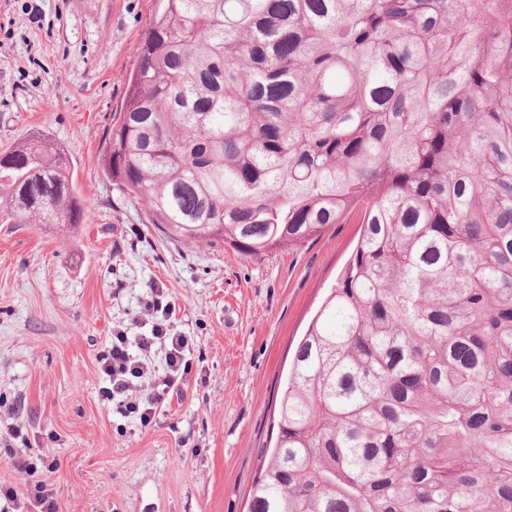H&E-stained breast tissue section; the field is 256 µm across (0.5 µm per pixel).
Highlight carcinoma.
<instances>
[{
	"label": "carcinoma",
	"instance_id": "obj_1",
	"mask_svg": "<svg viewBox=\"0 0 512 512\" xmlns=\"http://www.w3.org/2000/svg\"><path fill=\"white\" fill-rule=\"evenodd\" d=\"M102 162L174 241L361 224L248 512H512V0H157ZM88 208L0 158V224Z\"/></svg>",
	"mask_w": 512,
	"mask_h": 512
}]
</instances>
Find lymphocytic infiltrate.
<instances>
[{"mask_svg": "<svg viewBox=\"0 0 512 512\" xmlns=\"http://www.w3.org/2000/svg\"><path fill=\"white\" fill-rule=\"evenodd\" d=\"M146 307L162 315L150 334L127 327L115 330L109 345L97 357L106 381L99 390L101 401L115 404L122 417L144 428L153 423L165 403L181 395L189 370V339L174 330L175 304L164 302L162 290L155 288ZM156 353L164 356V371L160 374L152 365ZM23 437L22 428L17 425L0 436V441L9 446L7 454L12 466L19 473L33 477L34 484L24 501L13 488L0 485V512H55L49 467L41 458L16 452L11 447L12 442Z\"/></svg>", "mask_w": 512, "mask_h": 512, "instance_id": "1", "label": "lymphocytic infiltrate"}]
</instances>
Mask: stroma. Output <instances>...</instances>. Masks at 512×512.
<instances>
[{
    "label": "stroma",
    "mask_w": 512,
    "mask_h": 512,
    "mask_svg": "<svg viewBox=\"0 0 512 512\" xmlns=\"http://www.w3.org/2000/svg\"><path fill=\"white\" fill-rule=\"evenodd\" d=\"M155 0H0V155L50 138L90 207L76 227L0 224V429L24 426L57 512H248L274 444L273 395L360 234L335 224L260 258L169 242L105 171ZM191 339L182 396L140 427L103 407L96 360L151 322L152 289Z\"/></svg>",
    "instance_id": "35a3bbf8"
}]
</instances>
